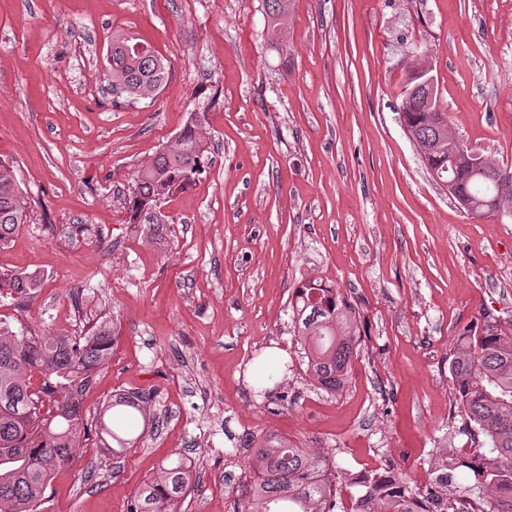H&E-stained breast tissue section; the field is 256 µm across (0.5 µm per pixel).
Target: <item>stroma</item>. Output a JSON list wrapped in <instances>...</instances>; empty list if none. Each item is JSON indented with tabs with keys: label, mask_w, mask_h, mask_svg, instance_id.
<instances>
[{
	"label": "stroma",
	"mask_w": 512,
	"mask_h": 512,
	"mask_svg": "<svg viewBox=\"0 0 512 512\" xmlns=\"http://www.w3.org/2000/svg\"><path fill=\"white\" fill-rule=\"evenodd\" d=\"M118 30L169 61L155 98L109 90ZM427 65L449 131L512 165V0H295L276 35L262 0H0V161L30 201L0 270L43 278L0 298V319L77 336L108 313L116 340L83 415L131 391L155 415L117 460L89 433L42 512H126L175 453L199 476L185 512H235L270 436L420 487L436 448L474 452L449 362L484 315L512 337V217L467 212L425 169L395 106ZM195 113L209 163L142 235L133 176ZM306 280L360 315L336 395L293 334ZM274 361L290 365L281 388L253 396Z\"/></svg>",
	"instance_id": "obj_1"
}]
</instances>
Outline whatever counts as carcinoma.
I'll list each match as a JSON object with an SVG mask.
<instances>
[{"mask_svg":"<svg viewBox=\"0 0 512 512\" xmlns=\"http://www.w3.org/2000/svg\"><path fill=\"white\" fill-rule=\"evenodd\" d=\"M272 30L290 11L291 0H262ZM163 57L140 38L123 31L112 34L106 81L129 98L156 95L169 77ZM422 74L405 81L397 111L420 150L423 164L457 200L470 203L473 215L512 212V167L461 154L464 144L448 132L447 113L437 111L438 89L421 87ZM205 115L191 121L174 144L138 170L131 191V223L155 232L169 223L159 203L185 188L201 174L209 146L203 137ZM28 198L14 173L0 163V248L28 217ZM35 273L0 274V289L17 293L41 287ZM294 336L306 359V372L327 393L342 391L357 355L355 312L339 290L311 281L296 288L291 301ZM112 320L105 315L91 323L87 335L70 338L38 336L21 325L0 320V512H38L54 474L74 461V450L88 434L83 398L96 373L111 356ZM458 411L490 445L491 456L474 452L456 457L440 448L429 463V481L413 487L391 469L361 476L351 508L338 505L336 479L327 459L312 455L282 438L265 439L255 448L258 472L237 512H512V338L502 336L496 319L484 318L479 336L457 338L449 362ZM146 393L113 395L101 406L100 429L112 445V456L133 448L138 423L151 421ZM464 468L474 487L488 499H469L467 506L448 497L457 470ZM195 485L191 465L178 454L159 464L156 472L134 490L127 512H181Z\"/></svg>","mask_w":512,"mask_h":512,"instance_id":"1","label":"carcinoma"}]
</instances>
